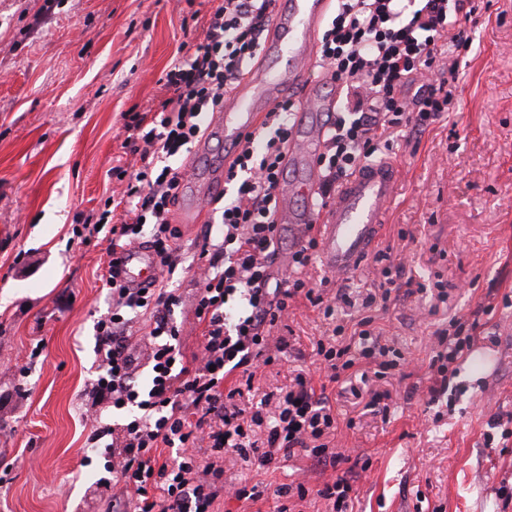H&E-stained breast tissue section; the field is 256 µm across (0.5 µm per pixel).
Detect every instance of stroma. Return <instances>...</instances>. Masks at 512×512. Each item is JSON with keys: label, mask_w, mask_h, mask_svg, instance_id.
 Masks as SVG:
<instances>
[{"label": "stroma", "mask_w": 512, "mask_h": 512, "mask_svg": "<svg viewBox=\"0 0 512 512\" xmlns=\"http://www.w3.org/2000/svg\"><path fill=\"white\" fill-rule=\"evenodd\" d=\"M0 0V512H103L105 460L90 456L82 419L92 376L94 324L108 308L99 280L103 245L72 237L76 213L101 209L122 186L108 179L120 154L122 112L156 108L158 80L181 43L200 37L206 0ZM472 38L459 56L455 111L424 131L396 132L382 159L398 182L374 245L403 270L399 297L366 306L381 266L333 278L332 318L293 301L290 348L261 368L255 398L304 371L336 412L330 469L298 452L259 470L224 458L226 485L303 482L295 512H330L316 488L351 479L349 512H512V0H475ZM447 285L439 299L436 281ZM69 297L58 310L59 297ZM372 316L402 360L390 376L353 368L326 383L312 357L329 324L353 332ZM476 323L471 350L429 403V361L452 320ZM46 347L29 354L37 340ZM388 393L386 407L370 406Z\"/></svg>", "instance_id": "obj_1"}]
</instances>
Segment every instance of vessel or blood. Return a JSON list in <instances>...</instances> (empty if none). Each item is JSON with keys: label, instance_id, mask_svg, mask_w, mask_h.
I'll return each mask as SVG.
<instances>
[{"label": "vessel or blood", "instance_id": "b4317fda", "mask_svg": "<svg viewBox=\"0 0 512 512\" xmlns=\"http://www.w3.org/2000/svg\"><path fill=\"white\" fill-rule=\"evenodd\" d=\"M331 0H280L270 24V33L261 55L268 59L265 67L253 66L233 88L231 103L224 111L215 113L207 129V138L224 142V159L232 161L235 145L246 134L259 128L265 115L289 89L300 92L299 121H296L287 155L291 166H304L305 172L297 180L287 183L288 193H301L314 198L318 175L313 159L323 150L321 132H308L303 114L326 112L335 106L334 99L317 96L310 76L311 61L324 18ZM223 171L195 169L183 185L185 204L179 221L197 222L201 200L207 198V186ZM397 186V169L393 162L379 161L365 164L339 189L326 211L311 206L304 210L283 209L277 221L290 225L295 233H303L310 224L320 225L322 231L321 260L324 267L336 274H347L360 268L381 224L387 206ZM155 273L154 257L146 250H133L130 259L120 269L123 282L139 285Z\"/></svg>", "mask_w": 512, "mask_h": 512}]
</instances>
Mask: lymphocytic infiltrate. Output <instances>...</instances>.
<instances>
[{"label": "lymphocytic infiltrate", "mask_w": 512, "mask_h": 512, "mask_svg": "<svg viewBox=\"0 0 512 512\" xmlns=\"http://www.w3.org/2000/svg\"><path fill=\"white\" fill-rule=\"evenodd\" d=\"M209 21L158 80L165 95L156 109L122 113L123 159L107 171L121 178L118 199L101 211L76 214L75 237L90 244L107 226L104 273L110 305L95 324L96 376L83 418L88 442L112 474L101 488L121 484L124 494L110 512H212L224 492V457L234 453L259 469L303 451L337 465L342 453L331 446L336 416L328 395L296 375L275 396V414L246 411L242 399L259 368L288 347L274 330L288 319L290 300L324 301L304 273L318 247L300 238L291 270L275 274L282 227L276 222L291 130L298 106L284 98L261 128L240 142L224 187L212 199L210 223L191 255L179 245L174 222L187 175L183 157L204 135L209 114L223 110L224 98L257 60L269 31L276 0H208ZM333 12L320 39L316 68L335 84L337 100L328 112L324 148L316 159L319 188L315 204L326 208L340 182L370 159L393 130L427 127L447 112L459 80L449 48L469 42L458 29L463 0H332ZM156 257V274L143 289L115 275L130 249ZM192 272L202 285L191 302L203 326L192 363H185L181 327L174 316L183 296L173 282ZM372 317H363L360 346L342 343L343 326L332 340H317L313 352L329 382L360 364L390 368L388 346L373 341ZM443 349L430 362L431 394L448 385L450 364L473 345L472 336H439ZM122 410L124 422H104V409ZM264 429L257 439L256 429ZM173 449L165 458L161 449Z\"/></svg>", "instance_id": "lymphocytic-infiltrate-1"}]
</instances>
